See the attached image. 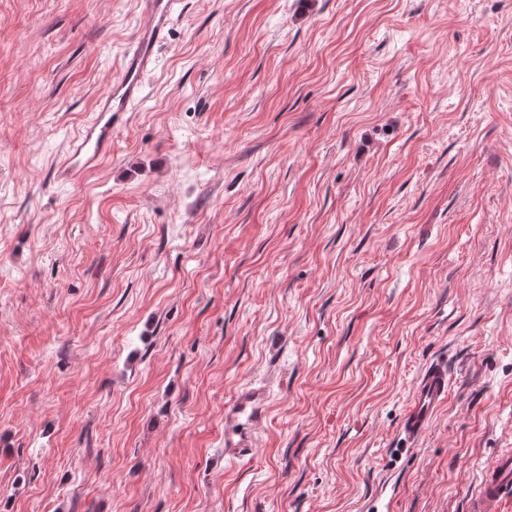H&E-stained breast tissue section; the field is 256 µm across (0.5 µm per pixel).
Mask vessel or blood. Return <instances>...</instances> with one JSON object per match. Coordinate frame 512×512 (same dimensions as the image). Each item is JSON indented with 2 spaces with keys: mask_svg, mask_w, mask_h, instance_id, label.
I'll return each mask as SVG.
<instances>
[{
  "mask_svg": "<svg viewBox=\"0 0 512 512\" xmlns=\"http://www.w3.org/2000/svg\"><path fill=\"white\" fill-rule=\"evenodd\" d=\"M176 0H139L136 38L123 57V74L101 95L90 119L79 129L55 169V178L75 184L100 166L112 151L113 136L126 125L132 107L144 92V76L156 66V48L172 22ZM450 392L448 364L437 358L419 373L408 407L398 424L403 448L415 447L430 429ZM267 386L241 385L224 406V456L242 459L257 444V431L268 419ZM512 493V448L502 449L483 470L471 512H499L506 494Z\"/></svg>",
  "mask_w": 512,
  "mask_h": 512,
  "instance_id": "b4317fda",
  "label": "vessel or blood"
}]
</instances>
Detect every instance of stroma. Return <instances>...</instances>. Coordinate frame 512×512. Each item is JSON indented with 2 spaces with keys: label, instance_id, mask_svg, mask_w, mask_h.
Listing matches in <instances>:
<instances>
[{
  "label": "stroma",
  "instance_id": "1",
  "mask_svg": "<svg viewBox=\"0 0 512 512\" xmlns=\"http://www.w3.org/2000/svg\"><path fill=\"white\" fill-rule=\"evenodd\" d=\"M137 25L0 0V512H469L512 448V0H179L108 160L56 181ZM449 392L448 363L440 358L427 362L416 379L409 405L398 424V441L402 448H415L433 426ZM267 386L246 383L224 405V458L243 459L257 444V430L268 419Z\"/></svg>",
  "mask_w": 512,
  "mask_h": 512
}]
</instances>
